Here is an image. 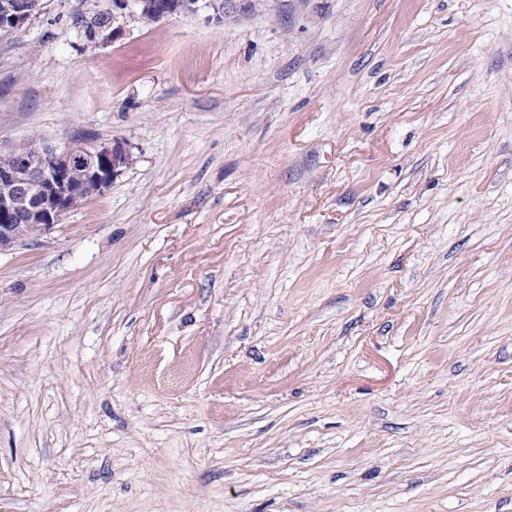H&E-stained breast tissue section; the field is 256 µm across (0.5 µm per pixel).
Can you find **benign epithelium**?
<instances>
[{"instance_id":"1","label":"benign epithelium","mask_w":512,"mask_h":512,"mask_svg":"<svg viewBox=\"0 0 512 512\" xmlns=\"http://www.w3.org/2000/svg\"><path fill=\"white\" fill-rule=\"evenodd\" d=\"M142 0H113L112 19L136 15ZM35 0H10L0 6V35L22 29L38 10ZM130 161L126 143L72 141L63 147L44 144L14 150L0 165V249L19 240L23 225L41 219L40 233L49 232L72 210L83 185L93 181L105 191Z\"/></svg>"}]
</instances>
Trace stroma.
I'll use <instances>...</instances> for the list:
<instances>
[{
	"mask_svg": "<svg viewBox=\"0 0 512 512\" xmlns=\"http://www.w3.org/2000/svg\"><path fill=\"white\" fill-rule=\"evenodd\" d=\"M111 3L0 40L131 154L0 251V512H512V0Z\"/></svg>",
	"mask_w": 512,
	"mask_h": 512,
	"instance_id": "35a3bbf8",
	"label": "stroma"
}]
</instances>
